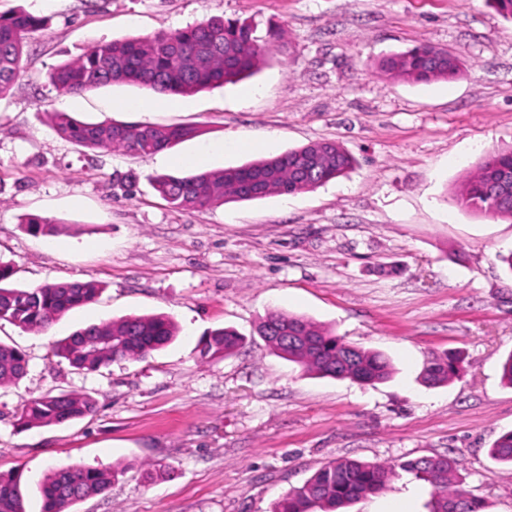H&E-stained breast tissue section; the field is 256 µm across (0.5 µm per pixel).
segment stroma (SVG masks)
Listing matches in <instances>:
<instances>
[{"label":"stroma","instance_id":"obj_1","mask_svg":"<svg viewBox=\"0 0 512 512\" xmlns=\"http://www.w3.org/2000/svg\"><path fill=\"white\" fill-rule=\"evenodd\" d=\"M47 17L0 99V264L10 284L96 281V302L44 333L0 322L25 376L0 386V473L22 474L26 512L38 484L71 464L118 469L104 493L71 512H272L324 464L455 458L463 489L486 512H512V467L489 450L512 431V221L461 206L456 193L486 152L512 146V21L487 0H0V13ZM210 17L283 39L234 85L146 107L144 89L112 84L58 94L52 67L96 41L150 36ZM421 43L463 64L454 79L411 84L376 68ZM85 122L194 125L197 137L141 158L62 139L50 115ZM333 140L357 160L347 175L294 196L179 211L152 177L220 143L207 168ZM51 219L32 233L24 220ZM307 316L383 353L385 382L306 375L256 332L267 311ZM163 313L179 334L139 362L94 372L53 357L54 342L90 324ZM245 342L200 361L209 330ZM459 353L445 386L422 381L437 355ZM94 398V414L24 429L28 401ZM431 486L400 473L347 512H384L402 498L429 512Z\"/></svg>","mask_w":512,"mask_h":512}]
</instances>
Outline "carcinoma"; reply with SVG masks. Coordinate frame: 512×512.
Returning a JSON list of instances; mask_svg holds the SVG:
<instances>
[{
  "label": "carcinoma",
  "mask_w": 512,
  "mask_h": 512,
  "mask_svg": "<svg viewBox=\"0 0 512 512\" xmlns=\"http://www.w3.org/2000/svg\"><path fill=\"white\" fill-rule=\"evenodd\" d=\"M43 26V18L24 10L0 14V98L20 75L27 40ZM279 38L276 34L261 43L244 22L210 18L152 36L97 42L78 58L51 69L47 79L63 95H78L112 83L135 84L157 96L187 95L252 76ZM378 69L410 83H428L455 77L461 63L443 49L421 44L383 58ZM52 122L60 136L77 146L139 157L152 156L199 133L189 125L86 123L65 112L53 113ZM353 163L339 144L318 141L237 167L182 177L161 175L154 186L175 208L203 209L228 201L313 191L344 175ZM457 199L467 208L512 219V149L489 151L462 184ZM9 277V271L0 267V321L25 332L47 331L66 313L95 301L101 293L95 281L17 288L7 283ZM177 333L176 323L167 315H129L74 331L54 344L53 354L77 370L95 371L115 359L143 361L170 344ZM259 333L274 352L307 374L360 384L380 383L392 374L390 361L383 354L347 343L305 316L270 311L260 322ZM241 344L236 331L220 328L199 341L198 353L207 361L227 356ZM26 367L20 350L0 343V385L18 382ZM459 371L457 359L439 357L427 367L425 380L432 385L448 384ZM95 409L96 401L89 395L46 396L31 400L18 422L24 428L61 425ZM489 454L512 465V431L500 435ZM399 469L430 483V512H485L481 500L459 487L456 463L445 457H420L396 467L336 459L290 490L273 512H341L362 498L387 490ZM113 476L107 467L58 468L40 481V512H70L74 504L105 492ZM21 478L19 473L0 474V512H26Z\"/></svg>",
  "instance_id": "carcinoma-1"
}]
</instances>
